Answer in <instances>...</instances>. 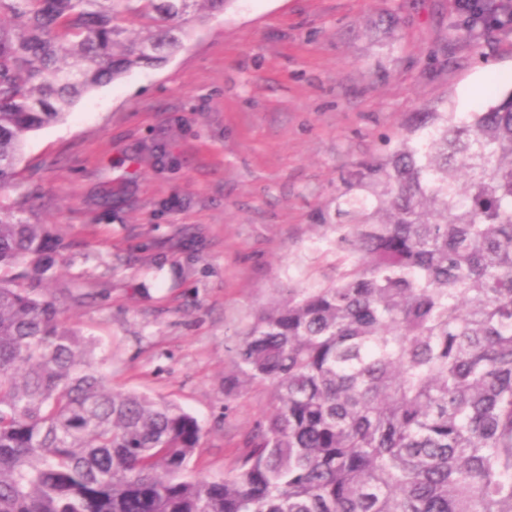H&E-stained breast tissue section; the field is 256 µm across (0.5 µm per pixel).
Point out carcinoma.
<instances>
[{
	"label": "carcinoma",
	"mask_w": 512,
	"mask_h": 512,
	"mask_svg": "<svg viewBox=\"0 0 512 512\" xmlns=\"http://www.w3.org/2000/svg\"><path fill=\"white\" fill-rule=\"evenodd\" d=\"M230 2L0 0V188L29 134ZM481 4L474 47L512 33V0ZM318 221L336 278L238 334L234 384L272 403L209 480L198 419L112 389L44 293L47 228L0 202V512H512V93L413 113Z\"/></svg>",
	"instance_id": "cac0c4a2"
}]
</instances>
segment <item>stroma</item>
I'll return each instance as SVG.
<instances>
[{
	"instance_id": "1",
	"label": "stroma",
	"mask_w": 512,
	"mask_h": 512,
	"mask_svg": "<svg viewBox=\"0 0 512 512\" xmlns=\"http://www.w3.org/2000/svg\"><path fill=\"white\" fill-rule=\"evenodd\" d=\"M456 0H231L159 68L83 97L29 135L0 189L56 246L49 294L99 340L118 390L193 414L194 473L219 479L268 409L230 388L231 346L284 288L332 276L317 215L410 113L512 90V35L452 34Z\"/></svg>"
}]
</instances>
